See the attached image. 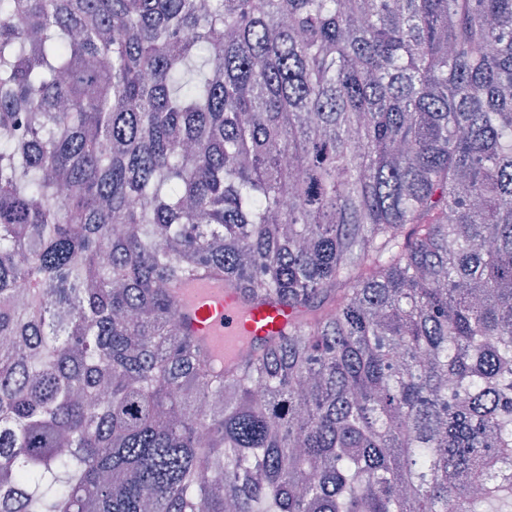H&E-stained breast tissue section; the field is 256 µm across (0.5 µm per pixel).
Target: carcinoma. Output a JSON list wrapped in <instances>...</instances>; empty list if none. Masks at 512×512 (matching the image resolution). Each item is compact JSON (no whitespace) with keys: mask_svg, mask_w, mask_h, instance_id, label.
Segmentation results:
<instances>
[{"mask_svg":"<svg viewBox=\"0 0 512 512\" xmlns=\"http://www.w3.org/2000/svg\"><path fill=\"white\" fill-rule=\"evenodd\" d=\"M0 337V512H512V0H0ZM177 303L193 335L221 369L238 359V351L239 359L248 356L246 345H257L268 336L288 331L296 319L288 306H248L238 290L222 280L201 279L179 288Z\"/></svg>","mask_w":512,"mask_h":512,"instance_id":"1","label":"carcinoma"}]
</instances>
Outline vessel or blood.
Wrapping results in <instances>:
<instances>
[{
  "label": "vessel or blood",
  "instance_id": "1",
  "mask_svg": "<svg viewBox=\"0 0 512 512\" xmlns=\"http://www.w3.org/2000/svg\"><path fill=\"white\" fill-rule=\"evenodd\" d=\"M177 303L192 333L218 367L233 363L241 345H256L287 331L296 314L288 307L248 306L240 293L221 280L201 279L179 289Z\"/></svg>",
  "mask_w": 512,
  "mask_h": 512
}]
</instances>
